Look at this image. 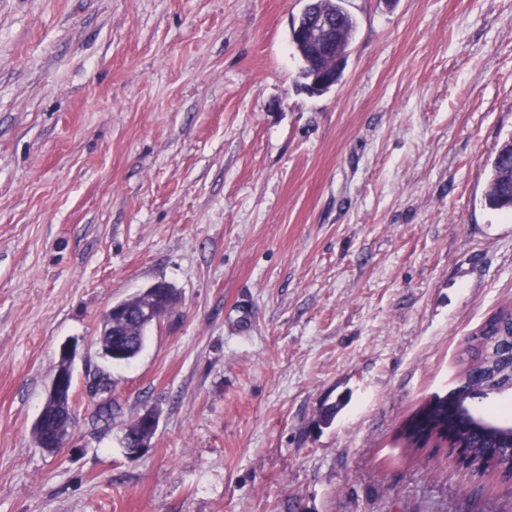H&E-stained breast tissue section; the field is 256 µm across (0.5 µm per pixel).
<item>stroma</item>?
<instances>
[{
  "label": "stroma",
  "instance_id": "1",
  "mask_svg": "<svg viewBox=\"0 0 512 512\" xmlns=\"http://www.w3.org/2000/svg\"><path fill=\"white\" fill-rule=\"evenodd\" d=\"M304 4L0 0V512H512V480L398 439L512 304V214L482 203L512 0H345L315 96ZM160 280L177 304L106 362L104 311ZM67 341L50 453L32 426ZM343 0H320L318 2L309 3L311 11L315 12H329L331 13L339 29V37L336 41V22L325 14H317L308 16L305 11L295 21L296 29L303 28V33L315 42L321 44H329L335 42L336 53H317L307 47L302 41L301 37L298 40H293L290 36V42L297 53L300 61L299 77L302 82L299 83V88L306 91L311 95H321L325 92L314 93L312 86L319 75L326 69H329L332 63L336 60V82L342 76L344 64L347 59V51L351 44L355 29L356 21L352 15L342 5ZM304 22V25H303ZM300 51V52H299ZM336 82L330 86L332 89L336 86ZM76 356V345L71 343H63L60 348V355L56 371L51 378L48 385V393L44 406L49 397L60 398L62 401V408L57 413V428L53 438V444L56 448H61L64 445L65 436L59 432V429L64 428L71 421L73 417V363ZM64 366L60 368V364ZM43 406V407H44ZM75 424V417L70 422V425ZM141 418L145 422V426L149 428L150 432L147 435V433L143 432L139 429L137 425V420L135 419L134 422L128 427L125 436H124V444L125 448H127L130 452H133V450L136 448L137 443L142 440L143 438H147L138 446V448H148L149 446V438H152L151 435L152 432L155 433L156 428L158 426V415L154 409H145L141 414ZM142 449H140L137 452H134L132 454L139 453Z\"/></svg>",
  "mask_w": 512,
  "mask_h": 512
}]
</instances>
